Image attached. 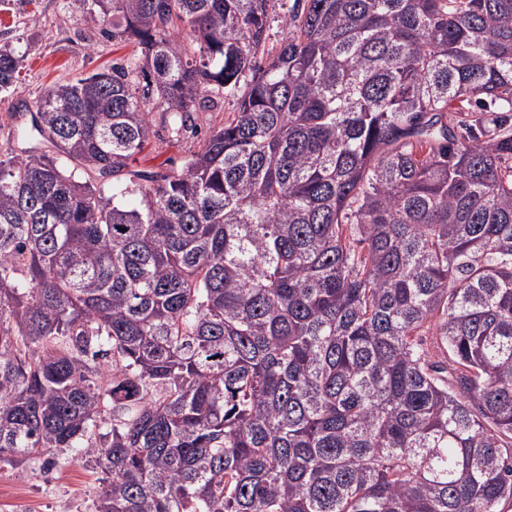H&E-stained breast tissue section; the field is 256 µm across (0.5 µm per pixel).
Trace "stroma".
Instances as JSON below:
<instances>
[{
    "label": "stroma",
    "mask_w": 512,
    "mask_h": 512,
    "mask_svg": "<svg viewBox=\"0 0 512 512\" xmlns=\"http://www.w3.org/2000/svg\"><path fill=\"white\" fill-rule=\"evenodd\" d=\"M100 29L78 0H0V44L24 57L14 94H0L1 153L17 145L16 126L8 118L17 100L35 104L54 83L139 56L136 44L106 38ZM216 121L215 113L201 114L197 135L177 137L159 112H152L150 143L136 155L133 169L155 172L180 165ZM103 478L101 470L79 459L63 468L44 458L5 466L0 468V512H95Z\"/></svg>",
    "instance_id": "stroma-1"
}]
</instances>
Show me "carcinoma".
<instances>
[{
	"mask_svg": "<svg viewBox=\"0 0 512 512\" xmlns=\"http://www.w3.org/2000/svg\"><path fill=\"white\" fill-rule=\"evenodd\" d=\"M87 1L141 64L10 113L0 466L91 457L96 512L512 504V0H305L271 50L270 0ZM242 90L224 93L221 97V111L224 112H203L196 121L197 136L187 133L182 137H174L166 124L161 122L162 112H152L149 117L151 127L150 144L138 155L130 166L131 170L140 171H162L173 166H179L183 159L193 151H197L202 145L209 130L216 121L227 117L230 112H235L238 97ZM219 114V117L216 116Z\"/></svg>",
	"mask_w": 512,
	"mask_h": 512,
	"instance_id": "obj_1",
	"label": "carcinoma"
}]
</instances>
